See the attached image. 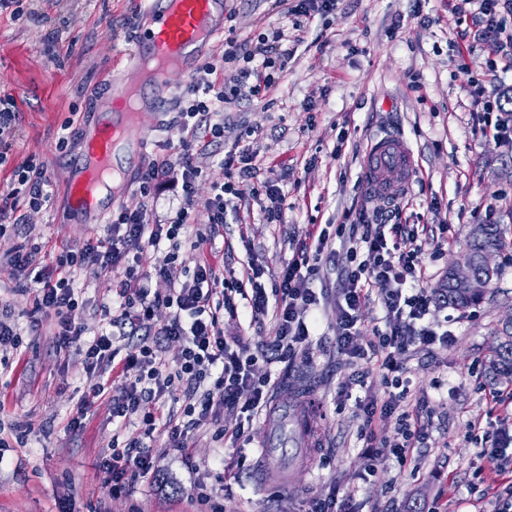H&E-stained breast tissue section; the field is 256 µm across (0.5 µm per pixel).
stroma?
<instances>
[{"label":"stroma","instance_id":"1","mask_svg":"<svg viewBox=\"0 0 512 512\" xmlns=\"http://www.w3.org/2000/svg\"><path fill=\"white\" fill-rule=\"evenodd\" d=\"M139 0H28L27 16L0 13V96L14 98L16 132L0 190L13 169L27 161L43 164L52 181L51 200L24 209V222L0 238V317L23 328L21 349H0V437L9 447L0 455V512H195L191 497L207 484L224 512H307L314 498L337 495L351 512H491L487 484L495 463L481 456L494 446L496 431L512 406L491 407L484 390H512V381L490 379L484 364L504 323L512 319V130L496 131L491 115L471 109L472 86L491 54L477 44L457 52L461 36L448 0H422L428 23L410 15L413 0H338L332 14L305 22L298 49L264 100L224 109V144H250L262 166L286 197L282 224L261 223L257 203L241 205L237 222L224 227L216 245L224 254L225 278L244 279L248 264L261 268L265 288L293 255L311 224L342 222L353 207L373 213L387 206L364 183L363 157L370 140L393 134L413 151L420 173L406 196L402 221L428 225L433 234L418 260L440 285L449 264L461 261L477 224L500 225L505 245L497 253L494 276L484 298L473 307L433 312L447 321L453 347L417 349L403 361L406 377L426 402L429 437L415 467L395 459L369 460L359 437L356 401L365 393L383 397V375L372 372L368 389L352 385L355 370L338 353L330 329L336 321L334 266L321 268L315 287L325 289L324 335L315 337L313 360L293 370L275 365L285 379L275 395L291 398L310 389L324 417L308 446L293 459H262L245 447L241 474L225 485L218 458L233 461L212 430L194 431L190 456L155 435L152 480L135 479L127 496L102 494L96 462L112 439L113 398L125 381L110 379L107 394L95 399L85 427H67L89 389L83 355L54 342L52 320L29 332L33 296L19 289L20 275L8 262L17 246L50 255L80 250L87 239L105 233V220L74 211L68 180L82 135L100 123L93 101L104 98V84L120 53L134 38ZM293 0H234L237 38L272 34L286 26ZM172 107L148 110L133 132L148 140L115 157L130 187L117 193L113 210L140 200L138 174L153 160L179 146L177 122L186 81L172 74ZM67 147H59L63 132ZM87 331L103 322L112 295L94 265L78 272ZM483 415L484 440L469 422ZM25 432L17 442V432Z\"/></svg>","mask_w":512,"mask_h":512}]
</instances>
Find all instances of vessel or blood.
<instances>
[{"instance_id":"vessel-or-blood-1","label":"vessel or blood","mask_w":512,"mask_h":512,"mask_svg":"<svg viewBox=\"0 0 512 512\" xmlns=\"http://www.w3.org/2000/svg\"><path fill=\"white\" fill-rule=\"evenodd\" d=\"M224 0H140L135 23L140 31L130 52L121 54L120 64L138 65L143 54L173 61L186 81H193L207 48L220 36L218 21ZM126 126L112 121L83 139L81 161L69 182L68 191L75 205L92 215H101L111 207L104 192L119 181L112 168V153L128 142ZM418 172L411 151L402 138L385 135L372 140L365 154L364 177L370 193L385 200L404 197ZM316 427L314 407L299 405L277 407L265 422L262 442L265 456L282 452L287 439L301 442L312 436Z\"/></svg>"}]
</instances>
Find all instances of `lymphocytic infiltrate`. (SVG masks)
<instances>
[{
  "label": "lymphocytic infiltrate",
  "instance_id": "1",
  "mask_svg": "<svg viewBox=\"0 0 512 512\" xmlns=\"http://www.w3.org/2000/svg\"><path fill=\"white\" fill-rule=\"evenodd\" d=\"M451 12L460 25L479 20L474 38L493 46L496 57L488 62L486 75L497 79L498 56L512 58V35L506 33L512 0H458ZM275 39L270 45L262 39L226 38L220 63H206L186 88V105L179 113L184 132L180 147L140 171V202L121 208L105 237L88 239L76 253L61 251L49 265L34 250L19 249L10 257L11 265L27 278L24 288L32 294L35 310L55 316L58 347L75 345L84 355L89 392L78 402L69 429L84 427L89 406L104 393V375L126 381L123 395L112 401L113 440L99 464L103 488L112 497L125 494L133 477L153 474L148 442L154 435H166L171 447L182 452L188 449L189 433L205 425L231 447L249 440L246 423L271 403L275 383L268 365L308 354L319 325L320 297L313 283L327 262L340 266L333 327L337 350L365 366H378L391 377L385 400L370 398L361 406L362 440L373 444L380 422L396 419L401 439L390 444L389 454L404 465L428 438L419 406L407 401L410 389L399 360L412 349L451 347L454 337L428 320L442 300L428 287L427 269L417 261L418 230L399 222L398 210L370 221L359 212L347 223L310 225L306 242L280 271L272 289L254 285L246 298L252 321L274 316L275 336L254 351L244 339L231 344L224 335L225 318L239 316L232 295L241 285L225 282L215 240L239 202L273 198V206L263 207L262 218L267 224H281L285 199L270 181L259 180L249 146L236 142L220 161L224 177L214 182L212 198L197 206L194 185L200 172L192 153L223 138L225 105L261 99L274 85L277 67L287 66L294 55L285 31H277ZM14 173L15 185L0 192V236L17 225L20 206L39 208L51 198L43 165L29 161ZM168 183L180 186L181 197L169 217L159 221L153 211L155 191ZM201 218L208 228L197 234L193 247L202 258L190 277L179 278L175 263L183 233ZM147 247L164 252L151 275L139 271L134 261L135 254ZM90 263L105 276H122L115 304L106 307L104 323L91 335L82 323L83 306L75 286L77 269ZM153 275L167 281L165 292L151 290ZM372 301L381 309L384 325L368 331L361 324L360 310ZM160 308L168 309L169 316L156 327L152 318ZM118 336L128 341L122 356L112 347ZM173 342L179 344L180 354L169 363L162 353ZM171 399L182 401L181 413L167 410ZM228 409L244 415V422L230 429L222 425L220 418Z\"/></svg>",
  "mask_w": 512,
  "mask_h": 512
}]
</instances>
